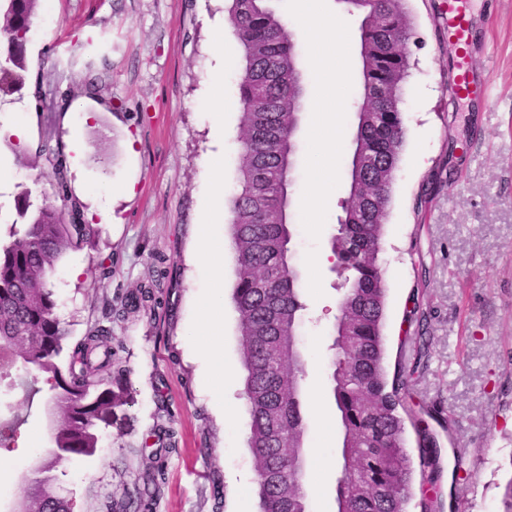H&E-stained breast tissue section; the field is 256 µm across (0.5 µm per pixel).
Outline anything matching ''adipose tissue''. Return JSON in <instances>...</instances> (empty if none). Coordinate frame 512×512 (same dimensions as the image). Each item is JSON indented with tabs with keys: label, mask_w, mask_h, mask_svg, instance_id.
<instances>
[{
	"label": "adipose tissue",
	"mask_w": 512,
	"mask_h": 512,
	"mask_svg": "<svg viewBox=\"0 0 512 512\" xmlns=\"http://www.w3.org/2000/svg\"><path fill=\"white\" fill-rule=\"evenodd\" d=\"M300 13L311 26L310 37L314 43L312 54L313 66L327 80L332 89V96L322 97L319 101L317 123L319 133L316 144L337 142L340 131L336 126V116L349 107L350 102L339 92L345 83V72L340 65L341 59L347 54V43L344 39L342 24L317 27L320 16V0H298ZM202 315L200 321L199 349L207 362V371L203 379L204 386L216 397L223 398L224 382L229 372L222 358L223 345L217 334L224 317L223 290L214 286L199 301Z\"/></svg>",
	"instance_id": "ef3b65f1"
}]
</instances>
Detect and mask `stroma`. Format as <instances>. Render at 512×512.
<instances>
[{
    "label": "stroma",
    "mask_w": 512,
    "mask_h": 512,
    "mask_svg": "<svg viewBox=\"0 0 512 512\" xmlns=\"http://www.w3.org/2000/svg\"><path fill=\"white\" fill-rule=\"evenodd\" d=\"M486 43L475 54L490 104L458 100L452 91L456 49L448 40V0H408L412 34L409 76L400 109L405 130L379 263L387 288L383 335L388 373L403 371L404 419L415 418L438 450L436 512H503L512 479V0H472ZM326 15L343 17L350 51L342 94L356 98L361 61L359 15L344 0H328ZM224 0H40L28 34L31 73L40 83L0 98V120L25 123L27 136L0 137V229L16 218L15 197L55 196L51 167L30 169L26 157L51 139L67 150L81 133L84 155L68 164L70 200L93 220L92 245L70 252L53 278L58 312L77 343L99 326L112 329L113 386L131 390L124 431L100 428L82 468L63 458L45 477L70 500L72 512H114L154 453L165 481L153 512H257L247 446L249 414L243 394L238 317L224 303V363L234 379L216 405L201 386L202 364L192 351L200 319L196 297L215 282L232 290V257L204 263L195 248L199 229L230 240L229 223L204 225L206 159L224 143L225 195L238 190L240 116L237 84L242 52L226 35ZM224 40H217V32ZM224 59V134L216 136L204 99L217 59ZM337 147L321 152L308 124L298 133L292 242L302 267L306 310V482L309 512H335L342 432L329 395L330 330L341 295L331 266L313 257L330 250L349 191L354 113L339 116ZM319 199L317 218L303 202ZM137 296L128 305L129 296ZM36 394L0 384V403L25 419L0 473V512L37 478L35 462L51 448L46 381ZM461 449L456 470L453 449ZM223 504H215L214 484Z\"/></svg>",
    "instance_id": "35a3bbf8"
}]
</instances>
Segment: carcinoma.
Segmentation results:
<instances>
[{"label": "carcinoma", "mask_w": 512, "mask_h": 512, "mask_svg": "<svg viewBox=\"0 0 512 512\" xmlns=\"http://www.w3.org/2000/svg\"><path fill=\"white\" fill-rule=\"evenodd\" d=\"M39 0H0V97L20 91L30 70L26 55ZM274 0H225L231 33L244 66L238 82L242 104L239 190L225 200L235 266L232 302L238 314L240 352L250 415L248 448L257 461L259 512H308L304 476L305 423L302 377L306 360L297 336L306 305L303 272L290 243L297 133L307 98L297 43ZM362 16V62L348 197L331 239L333 270L341 278L332 329L330 392L342 428V469L336 481L337 512H406L413 460L399 413L401 376L388 378L382 334L386 288L379 265L383 224L391 201L404 127L400 104L409 76L406 49L412 20L406 0H345ZM36 154L51 165L58 193H65L61 152L45 140ZM17 220L0 240V378L16 364L29 372L16 382L35 390L40 376L53 381L52 444L68 455H89L98 430L116 420L124 391L89 377L112 363L109 332L94 329L72 349L78 369L62 367L70 330L58 316L52 276L70 252L91 243L94 230L65 217L47 198H17ZM20 420L0 416V447L14 440ZM422 449L421 482L434 483L427 461L428 433L416 430ZM161 466L146 472L127 495L122 512H147ZM23 512H71L69 500L46 479L22 491Z\"/></svg>", "instance_id": "1"}]
</instances>
